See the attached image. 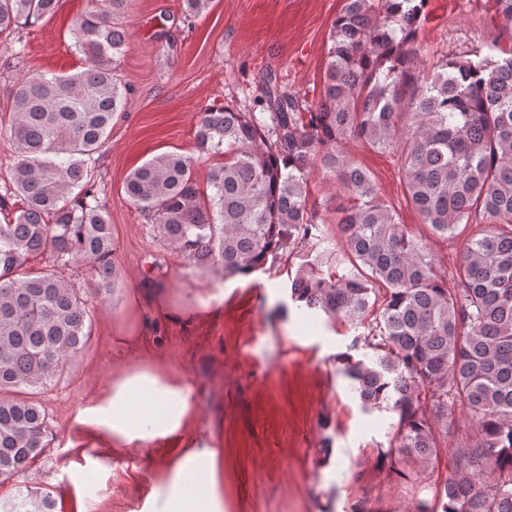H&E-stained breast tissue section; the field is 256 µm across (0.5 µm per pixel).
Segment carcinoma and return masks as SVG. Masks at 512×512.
Masks as SVG:
<instances>
[{
	"instance_id": "obj_1",
	"label": "carcinoma",
	"mask_w": 512,
	"mask_h": 512,
	"mask_svg": "<svg viewBox=\"0 0 512 512\" xmlns=\"http://www.w3.org/2000/svg\"><path fill=\"white\" fill-rule=\"evenodd\" d=\"M58 2L0 0V35L54 15ZM96 2L72 21L82 66L27 73L14 92L17 163L0 210L15 197L21 207L0 224L1 478L43 453L47 417L33 396L56 387L91 340L90 311L65 272L89 267L101 295L120 285L95 155L121 111L125 33L114 16L128 0ZM344 2L317 102L300 106L269 74L247 111L202 110L196 149L224 155L208 176L211 192L201 191L194 158L177 153L133 169L124 192L194 267L230 279L327 242L308 207V173L321 164L344 191L336 226L350 267L339 274L306 261L291 299L307 313L371 326L364 346L373 356L336 360L364 410L397 415L380 464L431 463L440 424L466 411L479 418L478 444L454 449L435 505L420 512H512V53L421 73L412 42L428 0ZM349 138L398 153L406 200L433 234L468 233L456 287L379 199L369 172L342 154ZM32 256L48 260L35 276ZM55 509L51 490L29 486L3 512Z\"/></svg>"
}]
</instances>
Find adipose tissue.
Instances as JSON below:
<instances>
[{"mask_svg": "<svg viewBox=\"0 0 512 512\" xmlns=\"http://www.w3.org/2000/svg\"><path fill=\"white\" fill-rule=\"evenodd\" d=\"M195 401L178 378L150 366L127 370L91 404L78 423L123 450L150 452L177 445L161 476L144 493L142 512H224V450L216 433L187 436Z\"/></svg>", "mask_w": 512, "mask_h": 512, "instance_id": "1", "label": "adipose tissue"}]
</instances>
